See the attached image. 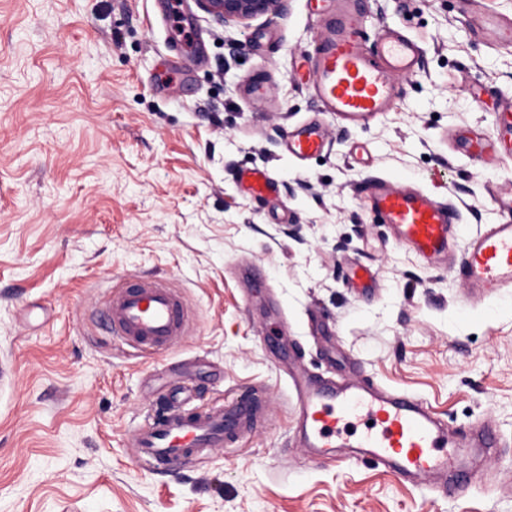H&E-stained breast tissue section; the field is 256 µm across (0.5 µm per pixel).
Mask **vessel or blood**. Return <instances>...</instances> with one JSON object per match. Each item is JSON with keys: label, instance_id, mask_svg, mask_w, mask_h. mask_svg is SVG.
Wrapping results in <instances>:
<instances>
[{"label": "vessel or blood", "instance_id": "vessel-or-blood-1", "mask_svg": "<svg viewBox=\"0 0 512 512\" xmlns=\"http://www.w3.org/2000/svg\"><path fill=\"white\" fill-rule=\"evenodd\" d=\"M308 3L311 12L331 26L317 54L305 62L313 75V97L322 110L357 125L388 111L398 95L396 78L419 69L418 45L399 29L388 28L374 48H366L357 0ZM477 30L512 45V20L484 16ZM465 143L485 165L511 157L512 103L502 105L497 113L496 138L470 136ZM324 146V133L315 125L298 127L286 143L289 155L299 159L320 153ZM240 179L257 195L273 188L270 173L263 169L245 170ZM370 197L383 223L391 225L398 240L411 245L422 260L430 262L452 252V226L457 221L452 205L386 179L371 183ZM451 269L467 282L471 304L511 289L512 218L473 236ZM107 318L113 336L139 353L166 349L189 332L184 298L162 276L114 285ZM296 396L301 429L315 456L336 448H361L377 464L417 476L447 469L452 460L447 432L413 398L380 388L318 381L297 383ZM257 420L256 406L245 397L228 409L218 404L201 412L183 408L162 414L137 428L131 441L139 461L158 469L192 462L204 449L235 442Z\"/></svg>", "mask_w": 512, "mask_h": 512}]
</instances>
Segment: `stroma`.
Segmentation results:
<instances>
[{
    "mask_svg": "<svg viewBox=\"0 0 512 512\" xmlns=\"http://www.w3.org/2000/svg\"><path fill=\"white\" fill-rule=\"evenodd\" d=\"M0 0V512H512V291L463 311L447 261L380 223L378 177L455 207L457 245L511 215L512 160L462 135L496 131L512 46L476 35L464 0H364L365 36L423 48L388 112L349 126L311 95L303 59L327 36L307 0L247 25L186 0ZM313 122L320 155L284 144ZM267 170L272 193L238 175ZM162 275L189 336L143 357L105 330L118 279ZM409 394L467 437L471 485L422 483L354 448L300 442L288 368ZM257 397L264 419L193 462L141 465L130 435L157 405Z\"/></svg>",
    "mask_w": 512,
    "mask_h": 512,
    "instance_id": "35a3bbf8",
    "label": "stroma"
}]
</instances>
